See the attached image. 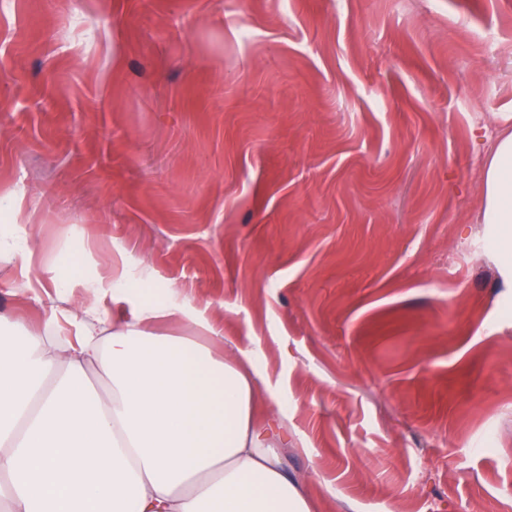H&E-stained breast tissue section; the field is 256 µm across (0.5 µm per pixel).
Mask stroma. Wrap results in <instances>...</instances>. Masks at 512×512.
I'll use <instances>...</instances> for the list:
<instances>
[{"label":"stroma","mask_w":512,"mask_h":512,"mask_svg":"<svg viewBox=\"0 0 512 512\" xmlns=\"http://www.w3.org/2000/svg\"><path fill=\"white\" fill-rule=\"evenodd\" d=\"M508 129L512 0H0L32 249L0 315L62 343L50 311L183 303L154 332L254 352L313 512H504L512 287L477 215Z\"/></svg>","instance_id":"35a3bbf8"}]
</instances>
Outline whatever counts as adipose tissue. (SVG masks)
Segmentation results:
<instances>
[{"label":"adipose tissue","instance_id":"1","mask_svg":"<svg viewBox=\"0 0 512 512\" xmlns=\"http://www.w3.org/2000/svg\"><path fill=\"white\" fill-rule=\"evenodd\" d=\"M485 224L512 278V133L484 165ZM145 301L122 326L89 309L62 358L22 325L0 334V485L8 512H311L304 483L275 447L281 409L260 392L253 353L233 359L184 337L145 330L186 319ZM63 374L53 387L46 376ZM112 379L109 401L88 370Z\"/></svg>","mask_w":512,"mask_h":512}]
</instances>
